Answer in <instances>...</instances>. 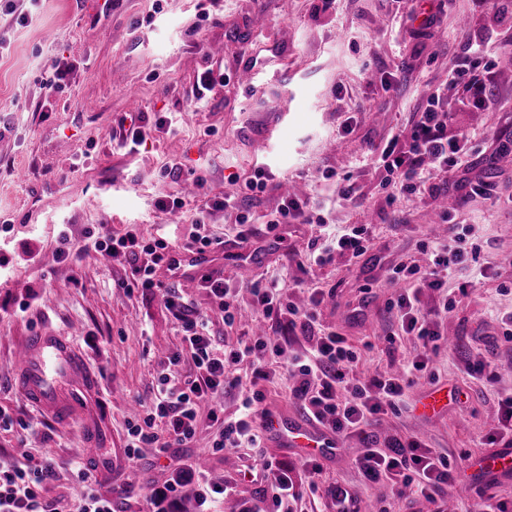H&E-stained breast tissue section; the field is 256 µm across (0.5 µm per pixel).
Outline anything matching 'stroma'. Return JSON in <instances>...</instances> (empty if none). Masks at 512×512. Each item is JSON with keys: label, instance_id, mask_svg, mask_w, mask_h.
Returning <instances> with one entry per match:
<instances>
[{"label": "stroma", "instance_id": "obj_1", "mask_svg": "<svg viewBox=\"0 0 512 512\" xmlns=\"http://www.w3.org/2000/svg\"><path fill=\"white\" fill-rule=\"evenodd\" d=\"M91 4L39 0L26 27L0 17V38L9 44L0 54V258L9 264L0 274V409L25 423L0 430V458H53L57 466L45 497L71 506L80 501L78 427L62 430L36 414L13 380L24 336L46 325L71 332L98 379L85 414L113 454L112 469L98 475L97 488L106 496L124 488V495L113 497L116 512H145L148 487L173 472L156 465L152 445L128 462L127 421L152 402L159 361L180 344L178 324L159 296L117 288L130 273L128 259L88 249L60 261L59 227L67 225L77 243L96 224L116 232L137 224L144 235L163 233L180 242L206 196L232 191L234 179L259 169L270 178L268 190L243 201L240 211L213 213L215 236L234 237L243 212L255 229L245 249L261 246L288 183L301 187L327 223L368 225L365 254L337 257L321 270L307 261L317 227H278L280 245L264 263L281 275L295 304L304 303L309 289L324 291L320 322L359 350L357 378L396 370L415 349L412 337L388 340L397 330L388 268L424 260V244L446 233L438 222L443 211L471 227L487 276L473 281L464 266L444 273L449 295L463 287L468 294L441 319L446 343L433 358L435 375L415 380L401 411L385 416L376 437H418L456 460L512 445V436L504 440L497 433L499 400L512 395V342L497 318L512 310V293L498 292L512 282V207L504 203L512 197V165H503L497 152L512 138V66H496L494 95L483 110L454 113L451 133L468 135L472 148L450 171L447 186L409 200L371 161L392 133L409 131L414 113L432 96L457 97V88L445 81L468 42L483 43L491 55L512 51V0H500L487 13L473 0H114L108 16L94 13ZM414 8L437 9V22L417 33L408 16ZM54 64L64 79L50 93L41 81ZM246 67L256 76L242 86L235 76ZM209 69L229 81L198 91L196 80ZM137 112H172L176 124L129 151L120 146L118 118ZM261 142L262 152L256 149ZM343 176L356 185L353 198L336 193ZM200 179L203 192L186 196L180 212L157 209L160 198ZM479 180L490 183V194L471 195ZM257 274L251 267L227 270L243 309L240 322L231 325L206 291L187 288L218 342L236 344L259 328L242 287ZM24 301L30 309L16 315ZM472 362L495 371L493 386L466 375ZM436 385L461 398L427 420L416 404ZM220 433V424L200 412L194 439L171 454L204 461L215 482L234 487L219 512H248L266 490L264 481L242 474L258 451L212 452ZM361 448L357 437L341 438L337 455L321 462L316 489L294 503V512H332L339 485L386 512H476L499 502L512 508V482H451L433 503L397 496L387 483L359 475Z\"/></svg>", "mask_w": 512, "mask_h": 512}]
</instances>
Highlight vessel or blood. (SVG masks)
<instances>
[{
  "label": "vessel or blood",
  "instance_id": "1",
  "mask_svg": "<svg viewBox=\"0 0 512 512\" xmlns=\"http://www.w3.org/2000/svg\"><path fill=\"white\" fill-rule=\"evenodd\" d=\"M259 258L257 252L236 247L219 249H175L167 258L165 279L194 285L220 267H250ZM17 387L26 401L47 418L69 425L82 412L81 404L97 385V378L75 344L74 337L45 328L27 336L17 356ZM446 388L425 392L418 407L432 418L448 408ZM267 444L291 448L304 457L331 455L336 437L314 420L296 414L268 411L261 421ZM84 454L89 466L106 468L112 463L111 449L97 440L86 441ZM471 467L475 476L496 482L512 480V448H495L475 458Z\"/></svg>",
  "mask_w": 512,
  "mask_h": 512
}]
</instances>
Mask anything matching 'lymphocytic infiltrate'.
<instances>
[{
    "instance_id": "lymphocytic-infiltrate-1",
    "label": "lymphocytic infiltrate",
    "mask_w": 512,
    "mask_h": 512,
    "mask_svg": "<svg viewBox=\"0 0 512 512\" xmlns=\"http://www.w3.org/2000/svg\"><path fill=\"white\" fill-rule=\"evenodd\" d=\"M481 43H469L463 56L448 71V82L463 86L466 95L458 101L457 110L482 107L487 85L494 78V66L484 60ZM452 113L443 110L440 100H432L416 113L409 136L394 134L380 152L377 163L392 176L399 178L404 193L416 195L434 191L435 182L447 175L462 152L464 135H449ZM268 176L264 170L254 174L236 191L213 197L195 214V230L190 245L194 248L217 246L210 232L208 218L211 212L237 211V239H247L251 233L248 215L239 211L240 202L264 193ZM468 227L452 224L448 239L434 242L430 248V264H402L388 270L390 282L398 289L390 302L404 335L413 337L417 349L400 374L382 372L368 378L352 377L351 372L359 357L347 338L337 331L321 327L318 319L324 294L313 290L306 306L289 302L283 289L275 282L255 281L250 287L257 319L272 326L287 325L300 330L311 345L302 350L293 349L290 342L278 335H258L239 342L237 346L218 344L208 329L205 314L194 311L190 302L177 292V283H162L159 271L173 244L162 236L143 238L136 228L112 234L106 225L86 230L85 246L111 257L131 255L135 264L132 277L120 281L125 290L163 288L166 309L179 325L180 346L167 358V368L159 378L157 394L147 413L129 422V441L125 453L129 461H136L142 445L156 442L155 424H163L168 445L182 446L194 437L198 424V410L203 402L238 387V366L251 369L250 389L241 399L238 415L222 417L211 410L210 417L222 425V432L213 444L214 451L237 448L248 444L258 447L261 442L258 418L263 412L266 395L264 382L277 375L276 364L286 363L295 386L293 396L307 416L340 436L358 435L364 450L356 461L357 468L369 482L391 480L395 492L413 488L415 495L426 501H435L444 485L461 477L464 467L447 456L425 448L418 440H395L387 447L373 445L372 427L381 415L400 411L403 397L411 378L424 374L434 354L442 345L440 331L442 314L455 307L440 277L442 271L459 264H471L474 280L487 275L485 266L478 264L475 252L466 248ZM366 227L354 224L335 234L316 236L310 245L312 261L318 268L330 265L336 254L351 257L363 255L367 249ZM439 292L440 300L427 306L423 300L426 291ZM190 358L193 372L182 375L178 367L183 358ZM55 471L53 460L45 458L14 464L0 461V512H112L111 500L101 497L94 488L95 479L88 470H80L85 485L80 502L73 507L47 501L43 487ZM260 476L267 480L271 496L269 512H283L286 504L302 496V487L288 477L273 460H264ZM196 478L195 499L198 512H207L206 506L227 493L224 485L213 484L205 475H193L189 468L177 470V477L165 486L151 489L145 498L148 512H164L165 503L175 499L186 479Z\"/></svg>"
}]
</instances>
